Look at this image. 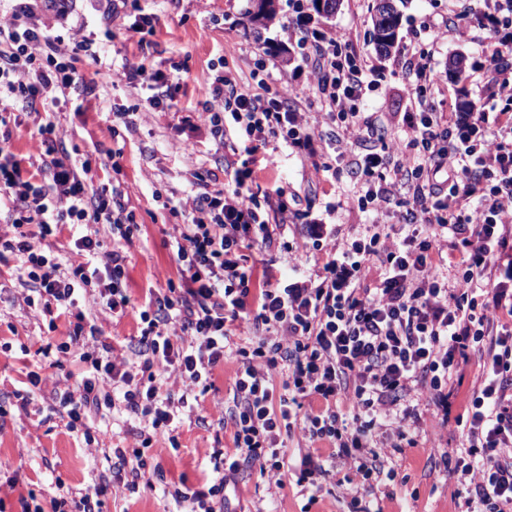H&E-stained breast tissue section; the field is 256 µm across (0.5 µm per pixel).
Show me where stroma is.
<instances>
[{
	"label": "stroma",
	"instance_id": "35a3bbf8",
	"mask_svg": "<svg viewBox=\"0 0 512 512\" xmlns=\"http://www.w3.org/2000/svg\"><path fill=\"white\" fill-rule=\"evenodd\" d=\"M32 20L52 27L65 40L91 39L94 56L82 57L79 64L85 77L95 70L121 68L134 63L144 67L142 85L98 84L94 94H70L57 105L34 112L8 107L0 113V139H8L11 150L22 160L23 176L35 174L32 163L37 154L40 125L54 122L67 148L79 151L80 158L91 161L87 182L92 188L119 185L134 206L141 229L132 242L123 244L128 256L125 286L137 307L145 303L148 289L164 291L168 282H179L171 241L175 225L184 223L179 201L194 190L197 176H204L211 188L227 187L226 166L241 167L245 152L217 148L208 129L198 116L202 111L206 85L220 63L234 66L243 85L252 87L254 61L266 58L273 79H288L296 88L300 111H308L313 101L308 68L303 51L283 32L292 13L289 0H277L278 14L267 29L253 31L247 13L253 0H129L122 5L124 25H113L106 10L109 0H69L68 11L57 16L52 0H29ZM373 0H341V6L329 18L319 19L317 28L325 35L343 33L356 47L370 50L371 64L378 88L364 105L365 111L381 117L402 120L410 111L403 71L393 56L373 52L371 8ZM448 0H401L402 13L398 42L405 45L414 38L424 22L441 21L448 15ZM157 14L153 31L135 33L128 26L145 14ZM461 55L468 70H477L481 48L469 43L442 45L434 56V66L449 89L458 90L460 110H468L478 93L470 82H461L449 71L450 57ZM173 76L175 90L171 101L161 110L152 109L144 88L154 83L158 73ZM128 115L127 125H118L115 111ZM278 156L277 167L257 172V181L267 188L288 187L299 195V208L312 214L318 223L335 227L337 235H350L369 223L368 214L343 205L344 194L352 189L349 179H334L330 172L315 168L281 143L271 142ZM121 150L119 161L109 154ZM120 171H113V164ZM283 237L291 254L271 255L264 247L249 251L255 264L276 258L281 272L290 265L313 271L321 269L326 253L311 238L304 224L289 225ZM21 287L16 278L0 277V407L7 415L0 421V466L13 471L15 489H1L6 512H21L19 499L35 494L38 502L48 504L59 488L73 492L98 482L112 473V451L135 448L140 441V424L125 412L112 410L107 417L95 418L99 441L87 445L80 432L70 431L65 420L51 413L48 391L29 396L26 408H18L15 394L22 390L24 374L21 362L30 367L47 365L42 346H58L65 341L70 326L51 321L41 310L16 304ZM81 309L96 318L104 341L124 349L139 336L142 323L135 310L121 319L101 318L93 301ZM240 365L237 354H230L215 370L214 385L192 404L176 425V447L153 446L144 450L147 469L159 472L153 485L126 489L114 484L104 495L103 512H174L172 483L185 477L188 488L211 474L210 455L214 448L232 447V426L219 425L225 403L232 400V387ZM418 443L405 447L396 457L393 480L364 492V502L383 512H459V489L431 449L455 452L460 432L443 427L438 417L424 415L418 425ZM237 497L250 512H360V506L342 494L320 493L316 501L301 495L294 477H286L281 489L269 488L258 467L241 474Z\"/></svg>",
	"mask_w": 512,
	"mask_h": 512
}]
</instances>
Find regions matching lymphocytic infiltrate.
<instances>
[{"label":"lymphocytic infiltrate","instance_id":"lymphocytic-infiltrate-1","mask_svg":"<svg viewBox=\"0 0 512 512\" xmlns=\"http://www.w3.org/2000/svg\"><path fill=\"white\" fill-rule=\"evenodd\" d=\"M293 11L288 32L311 64L315 121L336 128L329 148L366 137L380 143L347 165L349 178L362 182L350 199L370 213V224L332 238L320 272L290 280L270 266L256 270L247 256L257 244L288 252L281 232L300 212L286 188L261 201L248 168L235 171L232 191L187 196V222L171 244L183 281L173 294L151 298L139 314L140 337L120 357L77 306L94 287L101 315L128 314L126 257L117 243L139 230L134 208L119 188H89L82 177L89 162L72 161L54 123L38 130L43 181L22 178L0 141V196L17 230L0 247L18 262L23 302L39 299L44 312L76 319L50 371L28 372V381L53 386L58 413L89 443L93 418L123 404L148 435L140 447L113 449L112 467L143 481L144 449L172 442L180 409L211 387L214 369L236 351L241 366L224 412L233 448L214 449L210 481L174 491L190 512H227L228 488L255 465L279 488L293 471L297 486L313 494L346 468L342 492L357 496L394 478V457L415 445L411 429L433 409L443 426L462 430L450 471L465 492V512H512V0H480L487 32L480 39L461 17L424 24L423 40L404 48L412 110L393 132L359 109L376 88L369 53L343 51L340 37L311 29L301 2ZM29 15L20 8L0 25V105L33 110L77 89L92 92L77 67L91 41L65 42ZM473 38L484 53L482 92L463 112L431 59L444 41ZM257 86L243 89L228 68L214 74L201 118L217 146L231 133L252 156L274 140L315 158V121L295 108L293 86L263 79ZM25 224L40 225L45 237L70 224L90 231L65 260L22 233ZM108 240L115 248L105 249ZM74 346L88 368L70 385L62 356ZM474 355L482 370L470 381L465 366ZM293 432L329 442L333 454L309 452L289 463L283 437Z\"/></svg>","mask_w":512,"mask_h":512}]
</instances>
